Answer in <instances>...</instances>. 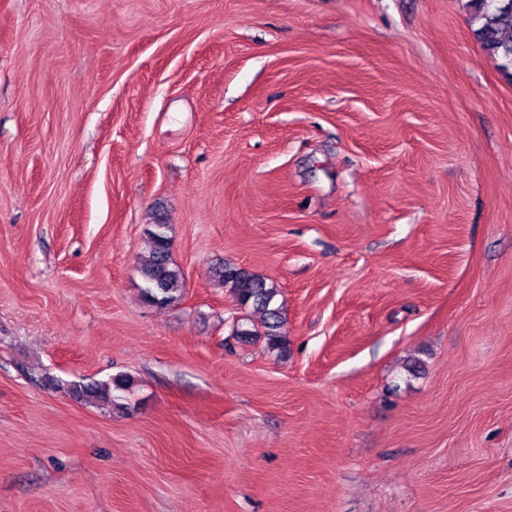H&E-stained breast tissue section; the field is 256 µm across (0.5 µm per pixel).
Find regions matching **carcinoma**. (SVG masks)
I'll return each mask as SVG.
<instances>
[{"mask_svg": "<svg viewBox=\"0 0 512 512\" xmlns=\"http://www.w3.org/2000/svg\"><path fill=\"white\" fill-rule=\"evenodd\" d=\"M470 22L475 25L473 35L482 48L493 58L501 60L499 68L509 72L512 68V0H466ZM172 240L168 225L156 223L149 233V251L141 259L138 272L142 278L143 298L156 305H170L179 301L184 293L185 280L171 259ZM218 281L237 306L261 314L260 326L248 324V319L237 320L233 335L240 340L262 336L268 349L283 355L288 352V338L284 332L283 306L275 304L280 295L276 284L267 282L250 269L226 263L215 269ZM129 387L123 375L106 382L75 384L72 395L79 399L94 398L104 404L112 403L115 393Z\"/></svg>", "mask_w": 512, "mask_h": 512, "instance_id": "1", "label": "carcinoma"}]
</instances>
